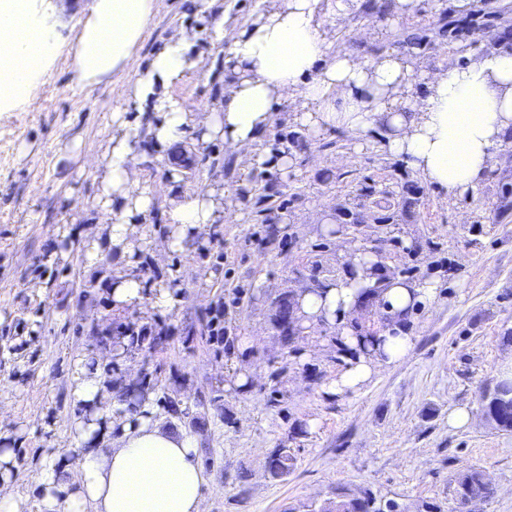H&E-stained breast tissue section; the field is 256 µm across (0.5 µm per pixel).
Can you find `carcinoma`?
Masks as SVG:
<instances>
[{"label": "carcinoma", "instance_id": "1", "mask_svg": "<svg viewBox=\"0 0 512 512\" xmlns=\"http://www.w3.org/2000/svg\"><path fill=\"white\" fill-rule=\"evenodd\" d=\"M448 39L453 45L462 41L463 27L452 19L448 9L440 10L434 26L404 29L396 39L386 45L359 44L358 53L366 58L375 57L389 50L417 51L425 55L432 49L436 38ZM285 149L291 156L301 155L308 151L309 143L304 134L295 125H279L273 135L272 150ZM488 178L497 183L499 189L498 205L494 221L502 223L512 218V154L502 159L500 167L489 172ZM237 195L243 200L254 197L255 221L258 224L269 225L268 242H273L282 233L279 225L285 223L283 211L291 200L288 199V184L275 174L260 172L250 174L246 186L236 188ZM424 187L419 181L404 175L395 185H383L370 176H362L357 181L356 195L345 198L336 204L330 223L338 225L343 230H349L355 235L362 234V210L371 212L373 226L386 235V241L397 248L401 245L399 237L395 236V226L406 224L414 218L416 211L422 205ZM108 289L83 286L76 295V302L101 304L106 308L112 307L110 297L106 296ZM296 306V295L285 294L277 298L278 311L274 323L281 335L293 338L300 335L302 328L296 319L283 322L282 309H293ZM101 325L93 323L76 325L75 332L90 341L92 350L96 352L122 351L124 355L143 354L148 357L158 350L166 349L174 339V332L163 322L141 324L130 319L124 321L112 320V312H107L101 319ZM190 332L200 336L212 346L215 354L224 353V341L230 338L231 328L224 325V302L219 301L200 310L197 315V325ZM162 368L159 365L145 366L143 377L132 385L133 390L155 391L159 382ZM157 405L167 418L182 421L190 418V407L186 402L174 395L163 393L157 400ZM484 413L492 420L500 422L504 430H512V381L501 380L494 388L485 391L482 396ZM291 456L288 449L281 448L270 456L267 470L273 477L288 474ZM490 488L485 482L483 472L477 468H469L458 477L455 497L462 501L470 496L486 498ZM399 505L391 500L384 503L376 502L370 495L363 497L336 496V500L321 508V512H398Z\"/></svg>", "mask_w": 512, "mask_h": 512}]
</instances>
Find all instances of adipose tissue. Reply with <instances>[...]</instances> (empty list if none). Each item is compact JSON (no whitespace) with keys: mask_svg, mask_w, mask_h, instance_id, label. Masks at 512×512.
<instances>
[{"mask_svg":"<svg viewBox=\"0 0 512 512\" xmlns=\"http://www.w3.org/2000/svg\"><path fill=\"white\" fill-rule=\"evenodd\" d=\"M163 0H88L72 70L78 84L97 85L126 69ZM325 0H269L224 54V96L205 102L197 115L164 94L166 86L196 70L191 50L195 30L181 29L154 50L134 87L150 116L116 112L112 134L93 175L98 194L92 207L110 213L104 241L120 254L125 270L112 281L118 310L143 305L164 312L178 298L165 284H146L139 271L145 244L136 225L151 214L155 196L141 186L133 147L140 140L169 147L189 136L222 140L226 153L262 165L259 144L287 98L294 117L312 134L330 127L354 135L382 137L387 151L422 179L455 197L473 190L488 175L493 151L512 128V54L493 52L458 61L418 83L411 53H390L370 61L333 49ZM60 7L49 0H0V108L30 105L28 92L54 63L62 27ZM172 172L165 239L170 250L218 223L224 191L214 185L181 190ZM372 255L355 251L356 276H340L297 294L302 326H335L346 367L331 385L335 395L360 391L380 370L397 366L411 348L408 320L430 304L438 282L390 276L384 282L362 274ZM386 317L375 335H357L352 319L365 306ZM70 395L75 405L106 404L101 422L77 418L70 435L77 457L61 467L34 473L39 512H203L209 482L199 441L155 417L154 396L145 394L137 413L121 412L115 392L99 366L79 357ZM12 440L0 441V512H29L28 501L12 489L16 455Z\"/></svg>","mask_w":512,"mask_h":512,"instance_id":"1","label":"adipose tissue"}]
</instances>
